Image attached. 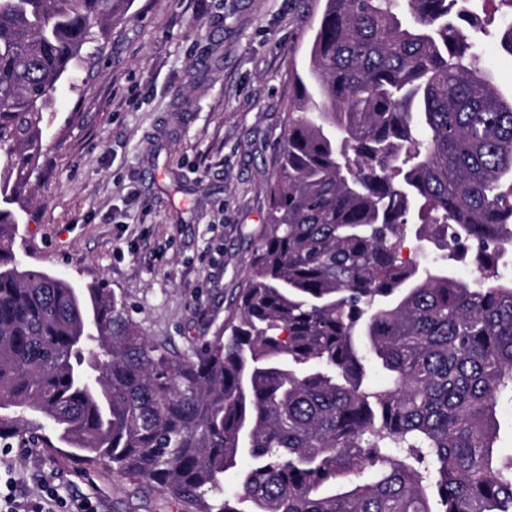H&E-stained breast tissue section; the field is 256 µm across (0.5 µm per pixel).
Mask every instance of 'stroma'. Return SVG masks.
I'll return each instance as SVG.
<instances>
[{"label": "stroma", "mask_w": 512, "mask_h": 512, "mask_svg": "<svg viewBox=\"0 0 512 512\" xmlns=\"http://www.w3.org/2000/svg\"><path fill=\"white\" fill-rule=\"evenodd\" d=\"M324 0H131L92 70L62 88L18 214L31 268L83 288L107 281L147 336L178 351L214 336L245 287ZM493 81L500 0H479ZM34 498L51 483L99 512H197L154 486L41 445L0 442Z\"/></svg>", "instance_id": "stroma-1"}]
</instances>
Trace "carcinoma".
Returning a JSON list of instances; mask_svg holds the SVG:
<instances>
[{"label":"carcinoma","instance_id":"carcinoma-1","mask_svg":"<svg viewBox=\"0 0 512 512\" xmlns=\"http://www.w3.org/2000/svg\"><path fill=\"white\" fill-rule=\"evenodd\" d=\"M123 2L0 0V439L48 427L49 452L200 512H512V277L401 255L415 216L440 250L512 248L477 0H326L246 286L189 353L15 255L45 114Z\"/></svg>","mask_w":512,"mask_h":512}]
</instances>
